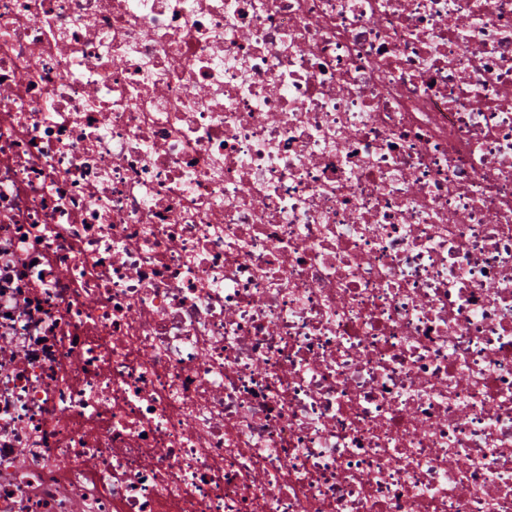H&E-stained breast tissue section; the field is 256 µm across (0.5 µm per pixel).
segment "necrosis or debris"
<instances>
[{"instance_id": "1", "label": "necrosis or debris", "mask_w": 512, "mask_h": 512, "mask_svg": "<svg viewBox=\"0 0 512 512\" xmlns=\"http://www.w3.org/2000/svg\"><path fill=\"white\" fill-rule=\"evenodd\" d=\"M0 512H512V0H0Z\"/></svg>"}]
</instances>
